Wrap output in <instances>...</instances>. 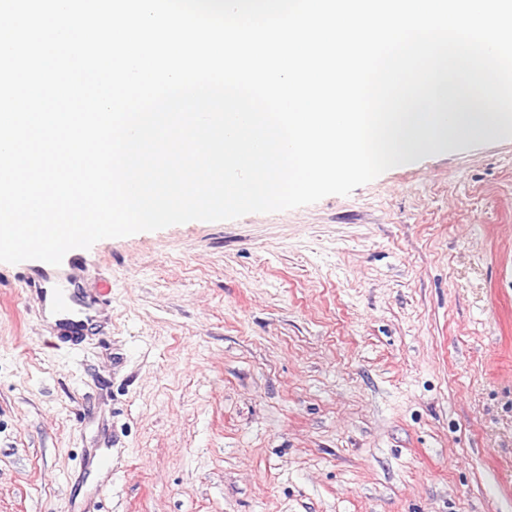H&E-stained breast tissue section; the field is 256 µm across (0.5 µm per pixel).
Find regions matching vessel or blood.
I'll return each mask as SVG.
<instances>
[{
  "label": "vessel or blood",
  "instance_id": "b4317fda",
  "mask_svg": "<svg viewBox=\"0 0 512 512\" xmlns=\"http://www.w3.org/2000/svg\"><path fill=\"white\" fill-rule=\"evenodd\" d=\"M30 292L38 304H51L58 309L61 315L58 326L64 335L82 336L91 325L89 309L94 299L81 294L75 273H57L48 285H31Z\"/></svg>",
  "mask_w": 512,
  "mask_h": 512
}]
</instances>
